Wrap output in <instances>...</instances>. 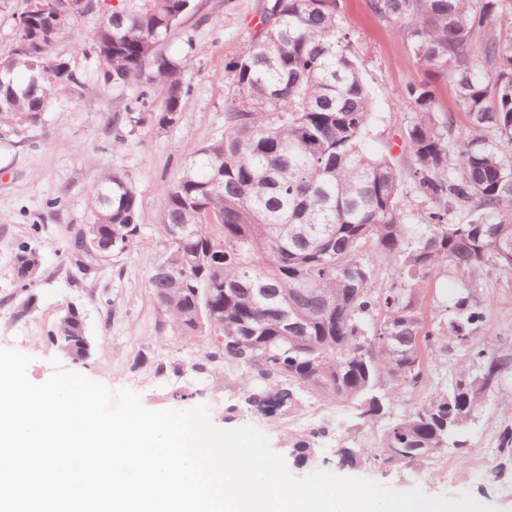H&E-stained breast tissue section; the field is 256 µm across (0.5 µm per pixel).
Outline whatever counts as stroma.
Masks as SVG:
<instances>
[{"label":"stroma","mask_w":512,"mask_h":512,"mask_svg":"<svg viewBox=\"0 0 512 512\" xmlns=\"http://www.w3.org/2000/svg\"><path fill=\"white\" fill-rule=\"evenodd\" d=\"M129 3L100 0L69 22L51 54L82 78L80 94L56 96L37 122L0 134V345L31 356L32 382H45L59 367L113 390H132L151 410L203 405L215 426H254L287 458L293 438L316 434L314 462L301 466L288 458L296 478L325 470L370 478L398 491L418 487L430 496L453 498L468 493L499 512H512V450L500 445L504 430L512 429V369L469 423V452L449 449L391 469L368 463L342 467L336 462L339 448L379 447L394 420L450 385L465 360L463 350L452 343L436 352L427 383L390 402L382 418L362 427L347 403L311 394L286 415L265 416L243 403L237 370L205 362L211 347L204 338L173 333L149 285L164 251L157 233L161 199L197 151L223 134L224 100L233 90L226 65L258 30L263 0H192L160 45L163 54L186 63L183 79L191 94L182 119L166 129L141 123L119 148L112 143L116 116L135 107L145 86L105 82L95 60L76 47L90 43L112 10ZM342 23L364 64L372 97L374 122L366 148L389 155L408 171L405 133L415 114L401 94L422 81L424 72L410 59L405 42L370 10L369 0H344ZM113 171L129 174L135 184L141 242L88 269L69 254L70 230L91 222L88 190ZM23 242L42 256L37 282L26 292L18 287L13 267ZM475 282L487 345L510 355L512 269L478 275ZM458 291L453 272L432 275L422 307L425 322L453 320ZM71 306L82 314L93 343L83 361L64 354L52 340L57 321ZM200 361L201 371L195 368Z\"/></svg>","instance_id":"35a3bbf8"}]
</instances>
